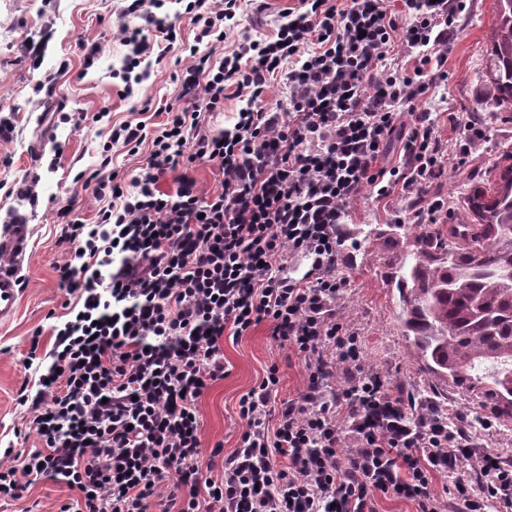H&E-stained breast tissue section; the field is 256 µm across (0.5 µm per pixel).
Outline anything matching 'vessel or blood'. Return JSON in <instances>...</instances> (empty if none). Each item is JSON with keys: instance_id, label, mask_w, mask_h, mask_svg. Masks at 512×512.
<instances>
[{"instance_id": "vessel-or-blood-1", "label": "vessel or blood", "mask_w": 512, "mask_h": 512, "mask_svg": "<svg viewBox=\"0 0 512 512\" xmlns=\"http://www.w3.org/2000/svg\"><path fill=\"white\" fill-rule=\"evenodd\" d=\"M29 227L11 224L0 231V323L15 316L21 294V261L29 246Z\"/></svg>"}]
</instances>
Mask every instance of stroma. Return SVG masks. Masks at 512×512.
<instances>
[{
    "instance_id": "stroma-1",
    "label": "stroma",
    "mask_w": 512,
    "mask_h": 512,
    "mask_svg": "<svg viewBox=\"0 0 512 512\" xmlns=\"http://www.w3.org/2000/svg\"><path fill=\"white\" fill-rule=\"evenodd\" d=\"M296 5L297 0H268L258 16L242 7L238 26L227 32L228 42L246 30L255 38L271 35ZM119 7L118 0H0V110L10 113L15 126L12 138L0 139V221L16 211L26 215L31 228L19 307L9 323L0 325V452L37 444L35 432L17 435L29 414L16 398L23 385L36 384L41 374L39 366H23L30 334L48 328L50 314L63 313L69 300L55 270L63 257L57 209L70 204L94 221L100 204L73 178L99 167L108 122H152L155 108L178 102L180 86L170 58L153 64L150 78L136 85L131 97L121 96V79L110 75L127 52L115 37ZM495 15L496 0H464L448 44V80L428 102L448 142L444 173L428 196L451 205L464 192L463 171L478 173L500 148L512 147V112L483 101ZM87 45L99 49L90 66L84 61ZM47 82L52 90H44ZM105 110L109 121H95V114ZM452 112L473 114L486 128V139L467 143L463 132L448 124ZM26 179L36 183V204L16 194ZM409 208L408 199L395 195L385 205L364 198L351 209L341 227L345 243L339 273L348 282L340 302L342 320L359 336L366 367L380 373L390 389L431 398L441 409L472 418L491 413L489 404L437 381L412 358L395 287L401 253L391 241L395 231L409 232V225L398 228L393 221ZM274 362L280 367L281 396H294L303 383L304 362L278 346L266 325L238 342H225L229 373L200 402L206 443L223 442L228 453L235 449L242 429L238 399Z\"/></svg>"
}]
</instances>
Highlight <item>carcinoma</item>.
Segmentation results:
<instances>
[{
    "mask_svg": "<svg viewBox=\"0 0 512 512\" xmlns=\"http://www.w3.org/2000/svg\"><path fill=\"white\" fill-rule=\"evenodd\" d=\"M485 101L512 105V0H496ZM396 275L414 360L512 420V150L468 181L450 221L404 239Z\"/></svg>",
    "mask_w": 512,
    "mask_h": 512,
    "instance_id": "carcinoma-1",
    "label": "carcinoma"
}]
</instances>
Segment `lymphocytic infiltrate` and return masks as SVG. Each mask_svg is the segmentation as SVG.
Returning <instances> with one entry per match:
<instances>
[{
	"instance_id": "1",
	"label": "lymphocytic infiltrate",
	"mask_w": 512,
	"mask_h": 512,
	"mask_svg": "<svg viewBox=\"0 0 512 512\" xmlns=\"http://www.w3.org/2000/svg\"><path fill=\"white\" fill-rule=\"evenodd\" d=\"M168 2L127 0L116 75L131 96L150 60L188 49L178 79L190 104L165 106L155 125L110 127L87 179L94 223L57 211L58 286L82 307L28 339L32 360L43 335L53 340L45 383L17 397L39 446L0 454V505L50 481L71 493L58 512H377L382 498L446 512L432 481L465 467L454 496L467 512H512V462L472 448L466 415L386 389L338 315L351 204L398 191L415 203L414 224L437 223L446 206L423 199L448 146L420 104L448 80L463 0H298L271 37L230 46L240 0H176L198 28L190 47ZM230 88L245 107L205 130ZM146 143L132 180L110 170L114 147ZM197 163L222 176L206 196ZM170 173L177 188L166 192ZM300 258L309 268L297 278ZM261 324L302 357L303 388L279 398L269 365L238 400L243 429L228 453L205 443L199 401L224 377L225 338Z\"/></svg>"
}]
</instances>
